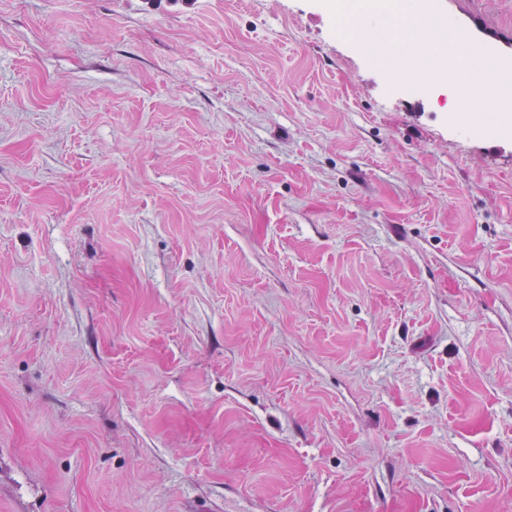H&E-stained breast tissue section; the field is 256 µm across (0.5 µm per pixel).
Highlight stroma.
<instances>
[{
	"label": "stroma",
	"mask_w": 512,
	"mask_h": 512,
	"mask_svg": "<svg viewBox=\"0 0 512 512\" xmlns=\"http://www.w3.org/2000/svg\"><path fill=\"white\" fill-rule=\"evenodd\" d=\"M385 22L0 0V512H512V112Z\"/></svg>",
	"instance_id": "obj_1"
}]
</instances>
